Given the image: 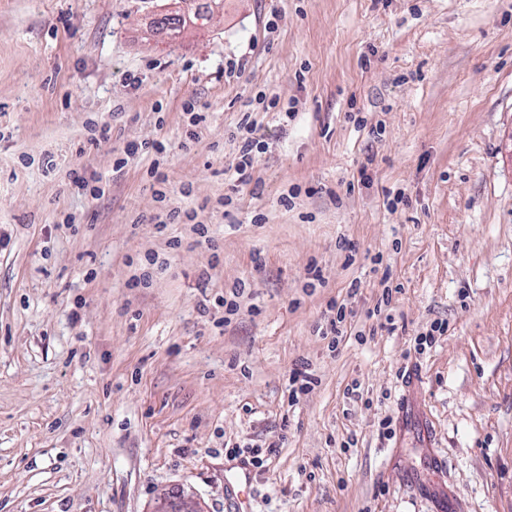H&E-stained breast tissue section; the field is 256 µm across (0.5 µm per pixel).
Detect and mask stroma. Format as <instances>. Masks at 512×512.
<instances>
[{
	"mask_svg": "<svg viewBox=\"0 0 512 512\" xmlns=\"http://www.w3.org/2000/svg\"><path fill=\"white\" fill-rule=\"evenodd\" d=\"M168 2L0 0V512H512V0ZM243 129L246 131L247 136L243 139L239 149L238 162L235 166L236 173L239 175L238 180L241 182L247 181L245 176L248 169H252L255 162V149L259 148L261 143L258 135L259 129L256 123L250 121V115H245L242 120ZM251 480V471L247 467L238 466L224 470V489H226V492L235 493V489H238L233 512H253V504L251 500L244 495L242 490L250 484Z\"/></svg>",
	"mask_w": 512,
	"mask_h": 512,
	"instance_id": "1",
	"label": "stroma"
}]
</instances>
